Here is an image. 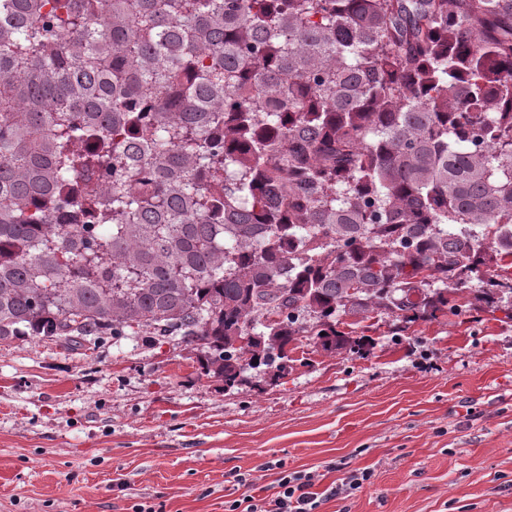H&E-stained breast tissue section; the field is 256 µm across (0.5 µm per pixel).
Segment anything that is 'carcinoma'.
Returning <instances> with one entry per match:
<instances>
[{
  "mask_svg": "<svg viewBox=\"0 0 512 512\" xmlns=\"http://www.w3.org/2000/svg\"><path fill=\"white\" fill-rule=\"evenodd\" d=\"M474 276L512 295V0H0L1 341L150 329L230 390Z\"/></svg>",
  "mask_w": 512,
  "mask_h": 512,
  "instance_id": "cac0c4a2",
  "label": "carcinoma"
}]
</instances>
